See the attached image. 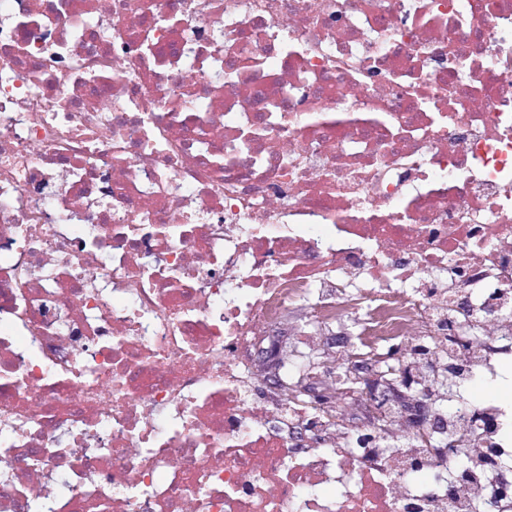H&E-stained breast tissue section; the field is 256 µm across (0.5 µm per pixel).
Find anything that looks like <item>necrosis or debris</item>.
<instances>
[{
    "label": "necrosis or debris",
    "instance_id": "1",
    "mask_svg": "<svg viewBox=\"0 0 512 512\" xmlns=\"http://www.w3.org/2000/svg\"><path fill=\"white\" fill-rule=\"evenodd\" d=\"M291 311L498 376L512 0H0V512H512L511 401H255ZM357 359H352L349 363V379L352 384H356L357 382L363 383L364 394L365 396H378L381 399L393 398L399 396L402 400L403 405L406 407V410L411 415V417L417 422L425 423L426 428H423L420 435V445L421 448H428L434 454H444L447 452V448H454L455 442L450 439H437L435 437L436 430L439 428L436 425L435 415H438L437 409L429 406L428 404L413 400L409 395L402 392L399 388L397 380H388L384 378L383 374L379 371H376L373 375L367 376H359L358 370L354 368V362ZM352 373V374H351ZM351 376H355L356 378H351ZM350 383H346L344 387H356L357 385H352Z\"/></svg>",
    "mask_w": 512,
    "mask_h": 512
}]
</instances>
